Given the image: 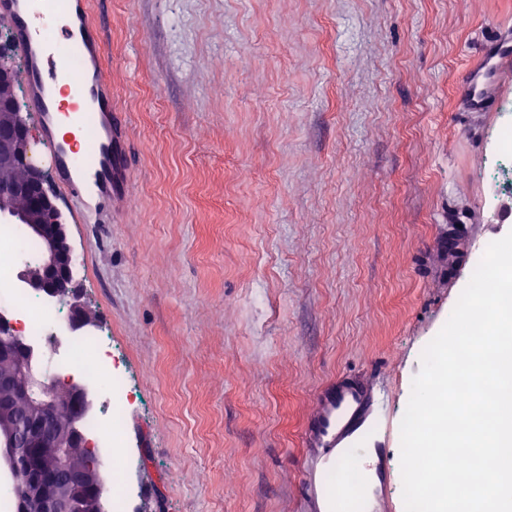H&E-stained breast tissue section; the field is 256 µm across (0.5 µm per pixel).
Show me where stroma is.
<instances>
[{"label":"stroma","instance_id":"obj_1","mask_svg":"<svg viewBox=\"0 0 512 512\" xmlns=\"http://www.w3.org/2000/svg\"><path fill=\"white\" fill-rule=\"evenodd\" d=\"M126 130L99 223H67L138 392V512H302L304 429L343 373L401 422L484 241L495 133L455 109L512 0H92ZM250 53H243V46Z\"/></svg>","mask_w":512,"mask_h":512}]
</instances>
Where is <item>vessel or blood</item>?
<instances>
[{"label":"vessel or blood","instance_id":"vessel-or-blood-1","mask_svg":"<svg viewBox=\"0 0 512 512\" xmlns=\"http://www.w3.org/2000/svg\"><path fill=\"white\" fill-rule=\"evenodd\" d=\"M0 19L10 24L13 47L27 65L29 102L56 191L77 222L95 219L125 169L117 134L121 118L112 104L103 36L90 0H68L60 12L49 10L44 0H0ZM493 31L466 72L458 111L501 109L499 78L512 72V26L497 25ZM69 50L79 55L80 78H73L64 61ZM389 398L386 386L355 376L325 388L308 432L306 512H336L324 478L346 469L363 477L347 488L361 512H398L389 495L401 478L391 465Z\"/></svg>","mask_w":512,"mask_h":512}]
</instances>
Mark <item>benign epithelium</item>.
Listing matches in <instances>:
<instances>
[{
  "instance_id": "7a95c632",
  "label": "benign epithelium",
  "mask_w": 512,
  "mask_h": 512,
  "mask_svg": "<svg viewBox=\"0 0 512 512\" xmlns=\"http://www.w3.org/2000/svg\"><path fill=\"white\" fill-rule=\"evenodd\" d=\"M13 66L0 61V223L17 224L41 244L37 267L18 272L23 288L68 306L71 336L91 333L74 277V251L55 200L36 174L27 117L19 111ZM0 468L22 512H105L104 472L83 430L96 390L84 380L50 375L42 352L0 312Z\"/></svg>"
}]
</instances>
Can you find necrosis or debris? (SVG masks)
I'll return each mask as SVG.
<instances>
[{"label": "necrosis or debris", "mask_w": 512, "mask_h": 512, "mask_svg": "<svg viewBox=\"0 0 512 512\" xmlns=\"http://www.w3.org/2000/svg\"><path fill=\"white\" fill-rule=\"evenodd\" d=\"M486 187V202L490 205L504 189L512 190V114L508 112L501 117ZM35 253V243L24 238L16 225H0V299L10 303L24 336L42 348L56 351L58 372L79 377L102 393L107 410L102 415L87 416L86 433L108 452L105 500L109 512H132L134 493L129 478L130 462L122 454V416L135 403V392L108 338L61 335L59 306L14 284L15 263L30 259Z\"/></svg>", "instance_id": "obj_1"}]
</instances>
